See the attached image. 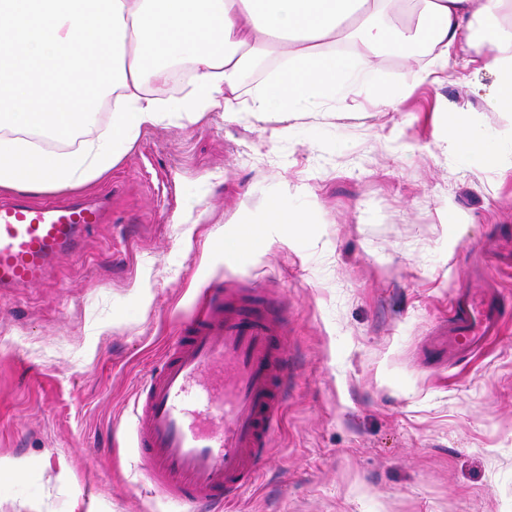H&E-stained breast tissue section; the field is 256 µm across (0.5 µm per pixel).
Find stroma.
I'll return each mask as SVG.
<instances>
[{"instance_id":"obj_1","label":"stroma","mask_w":512,"mask_h":512,"mask_svg":"<svg viewBox=\"0 0 512 512\" xmlns=\"http://www.w3.org/2000/svg\"><path fill=\"white\" fill-rule=\"evenodd\" d=\"M488 47L396 111L360 90L290 120L212 113L143 129L109 175L112 217L42 284L0 294V512H179L146 492L133 395L213 288L280 306L288 398L262 479L233 512H512V276L503 326L451 363L429 337L484 250L512 231V116ZM500 166L450 147L448 115ZM309 223L265 221L267 201ZM254 229L234 253L227 241Z\"/></svg>"}]
</instances>
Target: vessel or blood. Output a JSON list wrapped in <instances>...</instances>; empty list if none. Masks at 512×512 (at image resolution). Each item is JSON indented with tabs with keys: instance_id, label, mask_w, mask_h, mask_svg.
<instances>
[{
	"instance_id": "vessel-or-blood-1",
	"label": "vessel or blood",
	"mask_w": 512,
	"mask_h": 512,
	"mask_svg": "<svg viewBox=\"0 0 512 512\" xmlns=\"http://www.w3.org/2000/svg\"><path fill=\"white\" fill-rule=\"evenodd\" d=\"M105 218L103 202L0 203V291L44 281ZM498 284L474 277L452 299L434 346L449 360L501 329ZM288 327L212 289L135 392V446L150 493L186 512H223L256 486L288 395Z\"/></svg>"
}]
</instances>
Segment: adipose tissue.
Listing matches in <instances>:
<instances>
[{"instance_id": "adipose-tissue-1", "label": "adipose tissue", "mask_w": 512, "mask_h": 512, "mask_svg": "<svg viewBox=\"0 0 512 512\" xmlns=\"http://www.w3.org/2000/svg\"><path fill=\"white\" fill-rule=\"evenodd\" d=\"M481 39L495 76L489 109L512 115V0H0V190L34 194L81 187L106 176L141 130L206 113L272 115L279 122L320 112L353 89L373 92L380 111L412 84L376 80L373 53H408L415 41L448 63L460 37ZM342 40L364 52L336 54ZM263 53L284 65L240 90ZM188 62L185 91L155 95ZM112 100L108 133L85 130ZM450 144L482 170L500 154L481 129L450 120Z\"/></svg>"}]
</instances>
